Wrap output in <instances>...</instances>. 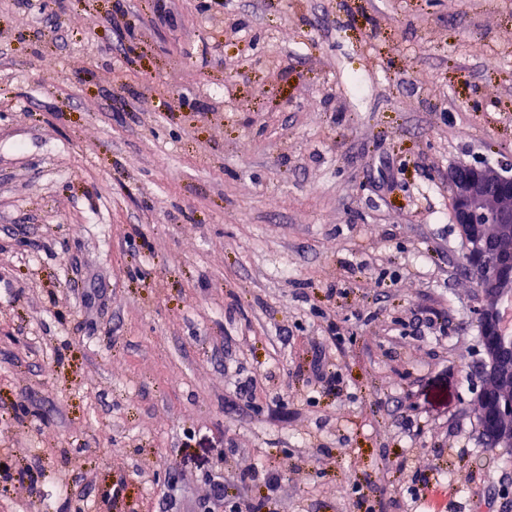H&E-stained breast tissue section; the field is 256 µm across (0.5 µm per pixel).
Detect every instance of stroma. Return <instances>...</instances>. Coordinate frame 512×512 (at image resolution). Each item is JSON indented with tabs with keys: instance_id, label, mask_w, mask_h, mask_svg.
Here are the masks:
<instances>
[{
	"instance_id": "stroma-1",
	"label": "stroma",
	"mask_w": 512,
	"mask_h": 512,
	"mask_svg": "<svg viewBox=\"0 0 512 512\" xmlns=\"http://www.w3.org/2000/svg\"><path fill=\"white\" fill-rule=\"evenodd\" d=\"M461 162L512 0H0V512H512ZM212 495L215 502H224L226 512H261L263 510V501L257 504L242 496L230 498L227 492V483H224V475L215 474L210 478Z\"/></svg>"
}]
</instances>
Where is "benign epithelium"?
<instances>
[{
	"mask_svg": "<svg viewBox=\"0 0 512 512\" xmlns=\"http://www.w3.org/2000/svg\"><path fill=\"white\" fill-rule=\"evenodd\" d=\"M453 219L466 241L464 263L479 288L477 323L483 336L481 385L474 406L482 434L497 447L512 445V336L504 334L503 305L512 292V176L490 166L461 163L448 172Z\"/></svg>",
	"mask_w": 512,
	"mask_h": 512,
	"instance_id": "1",
	"label": "benign epithelium"
}]
</instances>
